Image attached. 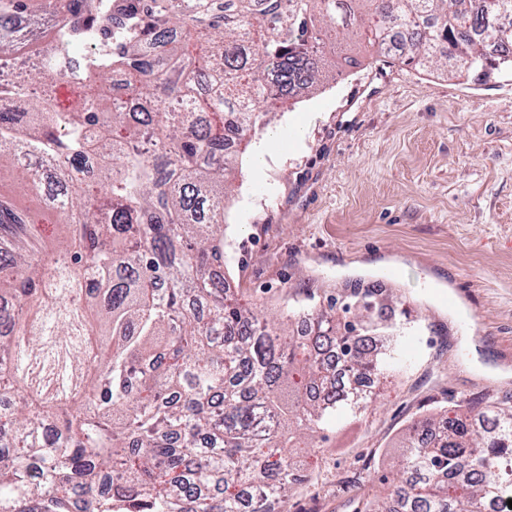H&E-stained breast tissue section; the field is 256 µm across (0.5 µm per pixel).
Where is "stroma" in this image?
Listing matches in <instances>:
<instances>
[{"mask_svg": "<svg viewBox=\"0 0 512 512\" xmlns=\"http://www.w3.org/2000/svg\"><path fill=\"white\" fill-rule=\"evenodd\" d=\"M0 202L27 233L62 229L9 165ZM391 258L395 274L336 269ZM224 263L244 301L278 320L334 307L357 324L354 293L372 291L399 336L401 371L370 410L341 421L319 451L293 449L313 472L290 512H349L359 486L396 472L400 440L448 403L512 406V72L450 77L381 56L333 52L312 95L253 136L224 212ZM445 279L430 300L427 276ZM464 313H457L454 302ZM508 371L491 377L487 367Z\"/></svg>", "mask_w": 512, "mask_h": 512, "instance_id": "obj_1", "label": "stroma"}]
</instances>
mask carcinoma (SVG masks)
I'll use <instances>...</instances> for the list:
<instances>
[{
  "label": "carcinoma",
  "mask_w": 512,
  "mask_h": 512,
  "mask_svg": "<svg viewBox=\"0 0 512 512\" xmlns=\"http://www.w3.org/2000/svg\"><path fill=\"white\" fill-rule=\"evenodd\" d=\"M0 0V63L54 31L21 81L0 83V161L69 218L51 257L0 245V301L41 304L33 326L0 304V512H288L308 480L282 452L372 402L390 348L311 313L299 337L210 277L224 263L240 146L325 80L321 47L363 42L453 75L512 71V0ZM74 94L24 92L65 74ZM95 166L100 180L85 175ZM89 284L100 338L74 362L76 414L30 385L54 314ZM388 494L355 512H507L512 409L462 401L412 424Z\"/></svg>",
  "instance_id": "cac0c4a2"
}]
</instances>
